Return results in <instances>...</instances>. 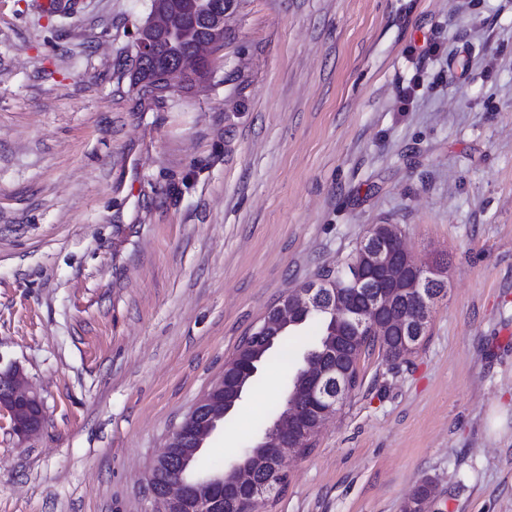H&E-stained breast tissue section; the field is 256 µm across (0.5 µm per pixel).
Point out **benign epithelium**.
<instances>
[{"instance_id":"1","label":"benign epithelium","mask_w":512,"mask_h":512,"mask_svg":"<svg viewBox=\"0 0 512 512\" xmlns=\"http://www.w3.org/2000/svg\"><path fill=\"white\" fill-rule=\"evenodd\" d=\"M226 2L217 0L214 11L200 24L215 30L224 25ZM168 0H155V8L134 35L136 60L142 83H155L160 75L205 73L213 55V42H201L165 68H159L168 29L163 23ZM355 288L339 291L328 287L317 292L307 285L285 296L255 330L256 342L271 348L290 324L295 312L325 301L328 311L347 318L341 340H330L318 356L306 361L297 389L256 447L260 451L229 468V474L197 476L194 463L210 436L224 423L244 381L255 374L254 360L240 362L241 353L225 365L224 372L196 401L181 424L169 435L165 451L149 466L145 478L148 512H260L269 503L277 483H259L256 475L281 474L282 462L295 450L311 443L325 422L336 415L350 391L342 364L356 338L368 329L397 336L393 349L399 355L413 349L425 335L436 296L427 283L444 285L447 271L425 264L402 245L401 233L389 224H373L360 242L355 257ZM45 422L43 400L17 365L0 367V423L20 439L38 433Z\"/></svg>"}]
</instances>
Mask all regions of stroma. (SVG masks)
Here are the masks:
<instances>
[{
  "instance_id": "35a3bbf8",
  "label": "stroma",
  "mask_w": 512,
  "mask_h": 512,
  "mask_svg": "<svg viewBox=\"0 0 512 512\" xmlns=\"http://www.w3.org/2000/svg\"><path fill=\"white\" fill-rule=\"evenodd\" d=\"M44 2L0 0V361L46 411L27 441L0 427V512H146L243 337L374 224L447 293L407 359L361 357L267 510L402 512L428 479V512H512V0H231L206 77L162 99L132 83L151 0ZM312 334L197 472L272 425Z\"/></svg>"
}]
</instances>
